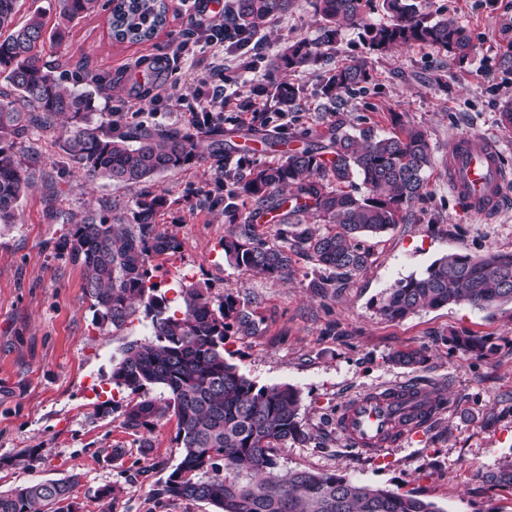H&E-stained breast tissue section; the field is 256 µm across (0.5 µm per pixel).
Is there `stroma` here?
I'll return each instance as SVG.
<instances>
[{"mask_svg":"<svg viewBox=\"0 0 512 512\" xmlns=\"http://www.w3.org/2000/svg\"><path fill=\"white\" fill-rule=\"evenodd\" d=\"M167 21L148 41L119 43L110 34V9L103 6L72 27L60 45L46 44L44 63L98 76L96 105L108 111L129 88V68L163 54L172 39L195 40L210 17L185 12L166 0ZM431 17L447 16L469 31L474 51L459 58L414 44L389 52L369 51L362 27L341 32L320 63L282 74L269 63L289 43L321 33L315 0L293 7L244 52L223 61L193 52L184 63L224 87V127L248 128L254 113L274 102L251 95L255 83L280 80L302 86L298 110L287 118L290 132L341 120L347 129L391 128V116L425 129L434 148L422 198L409 218L365 240L371 262L327 295L310 282L321 270L308 253L292 255L287 273L253 275L229 265L220 248L233 223L224 214V174L208 154L178 170L133 186L91 180L67 160L61 128L36 130L17 147L33 186L11 224H0V490L23 483L78 475L75 494L83 512H98L95 493L123 488L116 512H212L201 502L153 498V484L179 459L177 420L167 417L150 434V452L124 429L117 412L127 392L110 384L112 362L130 340L147 336L150 323L136 313L124 328L101 324L83 290V270L63 242L76 218L87 213L129 215L136 199L165 200L156 229L181 244L172 256L150 259L159 293L182 306V288H208L212 298L232 292L254 311L258 330L230 336L225 357L259 386L289 384L301 392L299 417L309 437L288 443L277 455L284 468L336 473L365 485L388 488L434 502L442 512H512V488L484 482L512 454V306L477 309L468 305L424 310L400 320L378 312L379 298L398 281L423 273L449 253L482 257L512 253V186L499 217L484 220L462 213L448 189V150L464 134L500 143L512 174V127L501 110L512 102V0H421ZM371 75L367 93L341 108L318 93L321 75L355 60ZM223 64L228 82L213 77ZM169 107L146 110L150 125L190 130L201 104L176 80H168ZM453 336L487 338L493 350L479 357L455 348ZM418 350L416 366L395 363L396 352ZM408 382L441 405L419 438L367 458L348 445L337 418L348 399L376 387ZM37 449L36 467L6 466L7 458ZM124 449L110 459L112 449Z\"/></svg>","mask_w":512,"mask_h":512,"instance_id":"35a3bbf8","label":"stroma"}]
</instances>
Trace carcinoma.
I'll return each instance as SVG.
<instances>
[{
    "label": "carcinoma",
    "instance_id": "obj_1",
    "mask_svg": "<svg viewBox=\"0 0 512 512\" xmlns=\"http://www.w3.org/2000/svg\"><path fill=\"white\" fill-rule=\"evenodd\" d=\"M371 0H315L324 27L321 39L286 46L273 62L277 70L317 65L340 32L361 25L370 50L386 52L420 44L465 57L474 50L471 35L451 18L432 20L416 0H383L390 23H367ZM19 0H0V77L10 91H0V224H11L30 187L18 140L66 123L63 151L90 178L116 184L146 182L180 169L198 158V142L178 129L130 131L112 124V113L93 123V93L68 87L46 64L39 49L61 43L72 25L93 13L99 0H58L53 26L35 12L16 22ZM112 37L137 43L165 24L164 0H110ZM294 0H235L237 45L293 6ZM371 75L354 61L321 75L322 95L341 107L344 95L364 88ZM272 97L277 112L287 114L302 88L281 82L253 87ZM210 139L209 157L224 169V213L238 219V200L252 210L236 230L224 236L225 259L261 277H279L292 262L294 248L269 244L253 233L256 213L275 211L278 224H307L314 218L336 230L305 232L295 248L307 251L330 276L312 283L319 293L334 286L336 275H357L370 263L362 238L399 223L420 199L434 149L426 130L397 114L389 131L356 135L344 123L330 121L299 135L302 146L281 154L278 162L254 166L249 149L233 141L209 113L201 114ZM165 201L160 196L136 201L131 217L111 220L87 215L71 225L64 248L84 272V290L106 324L123 328L138 310L150 319L151 333L127 342L112 361L110 380L140 397L121 413V425L135 434L152 431L172 414L177 420L178 463L152 489L159 500L205 502L214 512H441L431 501L394 490L358 484L334 473L281 468L275 450L308 438L299 420L300 391L288 384L257 386L224 356L226 337L256 330L252 310L231 292L215 301L206 288L181 290L183 306L171 309L152 282L148 261L174 253L179 242L156 231ZM467 304L478 308L512 305V253L473 258L450 253L419 275L397 282L378 301L379 313L403 319L426 309ZM448 342L485 356L493 347L480 337L451 336ZM157 389L160 398H151ZM39 460L28 448L6 461L29 469ZM488 482L512 487V459H505ZM77 477L48 479L0 490V512H81L74 489ZM124 493L119 486L99 489V512H114Z\"/></svg>",
    "mask_w": 512,
    "mask_h": 512
}]
</instances>
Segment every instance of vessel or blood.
<instances>
[{
	"instance_id": "vessel-or-blood-1",
	"label": "vessel or blood",
	"mask_w": 512,
	"mask_h": 512,
	"mask_svg": "<svg viewBox=\"0 0 512 512\" xmlns=\"http://www.w3.org/2000/svg\"><path fill=\"white\" fill-rule=\"evenodd\" d=\"M511 184L497 140L466 134L449 150L448 187L471 215L496 218L505 207L506 189ZM434 413L424 389L399 382L347 401L338 427L351 446L379 456L420 433Z\"/></svg>"
}]
</instances>
